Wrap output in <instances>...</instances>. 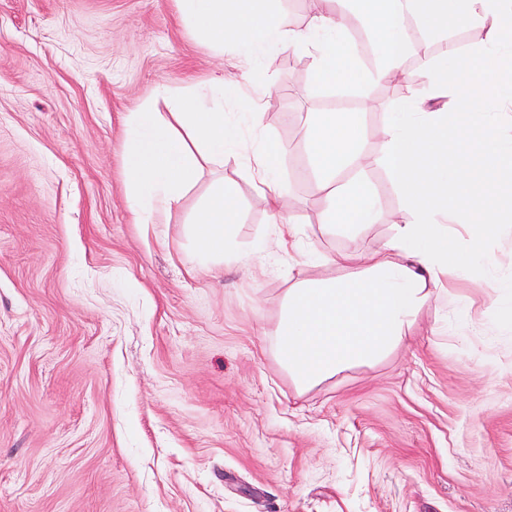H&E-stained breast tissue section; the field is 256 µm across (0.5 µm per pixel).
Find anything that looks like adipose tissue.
I'll return each mask as SVG.
<instances>
[{"label":"adipose tissue","mask_w":512,"mask_h":512,"mask_svg":"<svg viewBox=\"0 0 512 512\" xmlns=\"http://www.w3.org/2000/svg\"><path fill=\"white\" fill-rule=\"evenodd\" d=\"M193 37L237 54L234 73L212 77L181 96L169 116L140 105L128 113L123 152L130 183L129 203L140 224L168 223L187 189L207 166L223 167L239 157L255 188L267 194L277 220L272 243L287 253L295 276L271 330L274 350L297 392L309 391L351 368L373 367L407 344L423 308L432 298L460 300L451 291L455 278L481 270L476 285L489 299L502 335H512V279L493 272L503 256L488 248L498 225L512 222V193L504 174H512V140L503 138L485 111L489 76L464 67L460 51L448 45V64L425 73H406L399 60L412 48L404 21L416 17L431 24L457 19L485 31L483 52L501 63L504 34L512 29V0H315L309 23L285 24L263 0H179ZM353 12L371 30L385 60L371 72L353 65L354 47L345 35V14ZM294 48L312 58L313 84L400 82L414 86L429 80L432 101L407 98L384 129L378 157L390 171L402 199V219L391 234L366 253L301 250V231L291 217L292 201L279 176L285 146L262 143L246 149L242 126L263 122L257 59L272 48ZM250 86L236 115L224 111V93ZM311 162L330 199L319 227L356 232L376 220V210L361 182L336 185V176L369 163L359 118L351 112H317L303 126ZM479 151L484 159L478 188H471L449 154L465 158ZM455 209L468 227L471 251L458 250L440 218ZM241 222L233 189L215 180L196 211L189 233L205 262L238 259L232 245ZM310 265L339 268V275L312 278Z\"/></svg>","instance_id":"obj_1"}]
</instances>
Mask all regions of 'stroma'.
Masks as SVG:
<instances>
[{
	"instance_id": "1",
	"label": "stroma",
	"mask_w": 512,
	"mask_h": 512,
	"mask_svg": "<svg viewBox=\"0 0 512 512\" xmlns=\"http://www.w3.org/2000/svg\"><path fill=\"white\" fill-rule=\"evenodd\" d=\"M485 33L449 23L444 44L485 69ZM198 42L178 0H0V512H512V363L482 289L424 308L409 348L298 393L263 327L288 257L199 264L183 228L216 174L203 169L168 223H134L123 133L144 103L231 70ZM247 145L290 144L281 178L303 249L376 247L401 198L375 164L361 178L380 220L355 243L318 227L328 201L300 128L353 112L376 153L409 95L394 84L312 85L311 60L275 48ZM171 96L157 95L159 86ZM238 242L271 232L267 197L225 158Z\"/></svg>"
}]
</instances>
